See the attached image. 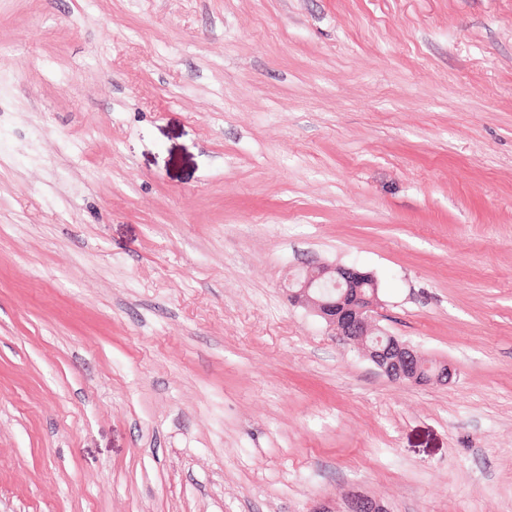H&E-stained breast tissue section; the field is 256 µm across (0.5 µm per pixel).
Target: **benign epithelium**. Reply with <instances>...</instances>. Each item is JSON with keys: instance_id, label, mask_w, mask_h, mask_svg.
<instances>
[{"instance_id": "obj_1", "label": "benign epithelium", "mask_w": 512, "mask_h": 512, "mask_svg": "<svg viewBox=\"0 0 512 512\" xmlns=\"http://www.w3.org/2000/svg\"><path fill=\"white\" fill-rule=\"evenodd\" d=\"M287 297L322 318L346 343L360 349L388 380L425 385L448 382L452 370L444 361H430L414 346L383 331L375 322L381 302L374 276L355 267L319 263L289 279ZM343 512H387L365 492L351 491Z\"/></svg>"}]
</instances>
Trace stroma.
Here are the masks:
<instances>
[{
    "mask_svg": "<svg viewBox=\"0 0 512 512\" xmlns=\"http://www.w3.org/2000/svg\"><path fill=\"white\" fill-rule=\"evenodd\" d=\"M374 275L449 382L284 283ZM512 512V0H0V512ZM291 305L322 318L347 344L394 383L425 385L448 382L452 370L444 361H430L414 346L384 332L375 322L381 302L372 274L355 267L319 263L288 281ZM421 368L431 369L427 379ZM344 505L342 512H387L380 502L360 490L351 491Z\"/></svg>",
    "mask_w": 512,
    "mask_h": 512,
    "instance_id": "stroma-1",
    "label": "stroma"
}]
</instances>
